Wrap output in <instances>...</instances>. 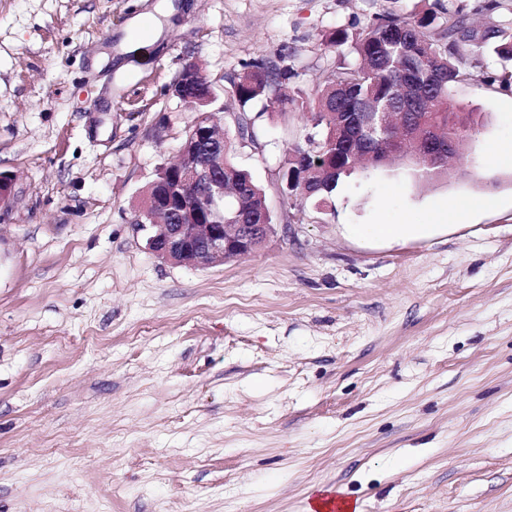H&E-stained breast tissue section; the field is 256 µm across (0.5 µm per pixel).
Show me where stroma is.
<instances>
[{
  "label": "stroma",
  "instance_id": "obj_1",
  "mask_svg": "<svg viewBox=\"0 0 512 512\" xmlns=\"http://www.w3.org/2000/svg\"><path fill=\"white\" fill-rule=\"evenodd\" d=\"M422 10L512 27V0H0V512H512V87L451 89L485 125L447 178L359 170L300 211L278 172L311 123L252 105L261 247L192 268L133 223L186 64L232 133L246 64L298 99L325 35Z\"/></svg>",
  "mask_w": 512,
  "mask_h": 512
}]
</instances>
